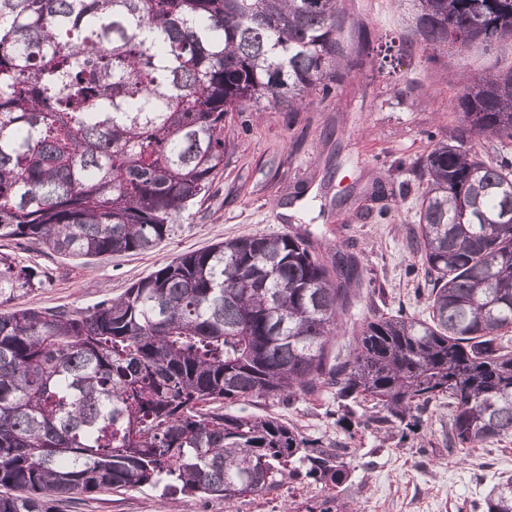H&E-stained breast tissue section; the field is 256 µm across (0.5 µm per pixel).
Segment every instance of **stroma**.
I'll use <instances>...</instances> for the list:
<instances>
[{
    "label": "stroma",
    "mask_w": 512,
    "mask_h": 512,
    "mask_svg": "<svg viewBox=\"0 0 512 512\" xmlns=\"http://www.w3.org/2000/svg\"><path fill=\"white\" fill-rule=\"evenodd\" d=\"M346 49L365 35L373 66L347 73L327 100L301 111L274 108L231 112L224 119L229 149L209 198L184 217L174 235L140 253L73 259L34 245L0 241L22 264L46 268L43 288L18 299L21 307L85 311L123 293L175 257L244 234L310 229L321 259L353 253L361 281L338 322L329 350L348 353L367 318L403 312L427 315V276L410 238L422 185L410 167L463 123L453 102L460 61L455 51L429 56L402 20L396 0H344ZM380 184V200L371 197ZM309 436L352 447L349 486L341 500L354 512H483L484 498L512 476V442L448 451L447 400L431 404L417 442L397 430L367 429L348 436L331 395L291 402H258ZM313 486L286 483L231 504L161 489L80 495L65 512H283L320 498Z\"/></svg>",
    "instance_id": "obj_1"
}]
</instances>
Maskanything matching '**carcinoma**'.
<instances>
[{
	"label": "carcinoma",
	"instance_id": "cac0c4a2",
	"mask_svg": "<svg viewBox=\"0 0 512 512\" xmlns=\"http://www.w3.org/2000/svg\"><path fill=\"white\" fill-rule=\"evenodd\" d=\"M412 33L461 54L512 41V0H409ZM341 0H0V239L75 259L144 252L210 195L224 115L298 112L364 64ZM464 125L411 172L428 317L376 315L344 358L328 341L360 281L305 235H242L173 259L86 312L0 311V512L157 488L230 502L350 479L327 444L256 399L330 391L346 428L405 426L448 398V450L512 439V68L466 79ZM47 273L0 251V306ZM239 404L237 413L224 404ZM486 512H512V478Z\"/></svg>",
	"mask_w": 512,
	"mask_h": 512
}]
</instances>
